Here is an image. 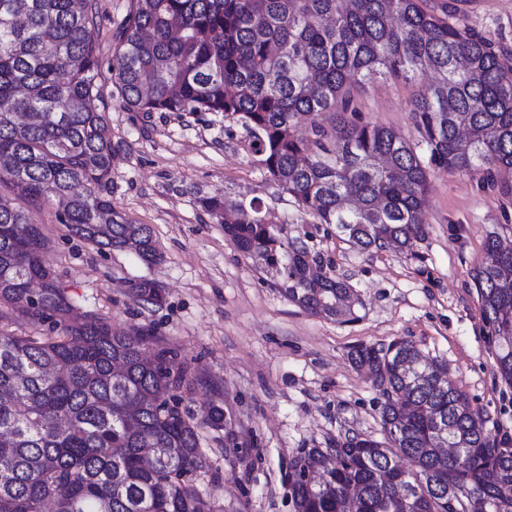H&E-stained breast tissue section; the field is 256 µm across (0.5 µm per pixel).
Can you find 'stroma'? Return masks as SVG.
<instances>
[{
	"instance_id": "stroma-1",
	"label": "stroma",
	"mask_w": 512,
	"mask_h": 512,
	"mask_svg": "<svg viewBox=\"0 0 512 512\" xmlns=\"http://www.w3.org/2000/svg\"><path fill=\"white\" fill-rule=\"evenodd\" d=\"M96 3V46L108 67L131 0ZM463 10V25L512 49V0H468ZM425 83L375 81L355 101L364 121L414 140L410 111ZM104 102L113 147L104 194L125 218L151 227L160 261L144 263L131 249H98L59 223L57 203L32 208L2 185L0 198L41 224L44 263L73 298L74 315L105 317L117 331L152 329L146 353L176 348L205 379L188 395L190 410L198 414L221 400L224 426L200 428L196 472L215 512H295L297 449L377 432L383 398L348 359L360 344L413 342L488 414V431L512 438V386L495 370L472 279L489 236L512 244V202L480 174L430 170L424 239L410 251L362 252L281 193L246 151L240 126L224 128L209 113L133 112L110 83ZM214 195L259 200L287 223L289 235L308 237L331 274L351 284L356 320L310 314L288 301L201 209L198 197ZM143 279L162 288V305L132 295L131 285Z\"/></svg>"
}]
</instances>
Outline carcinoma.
<instances>
[{"label":"carcinoma","mask_w":512,"mask_h":512,"mask_svg":"<svg viewBox=\"0 0 512 512\" xmlns=\"http://www.w3.org/2000/svg\"><path fill=\"white\" fill-rule=\"evenodd\" d=\"M91 0H0V182L100 247L159 258L152 229L102 194L112 171ZM131 0L111 71L137 112H210L241 126L267 176L361 251L425 237L431 169L481 171L512 199V56L460 24L462 0ZM430 74L416 141L362 121L355 86ZM330 112L335 125L317 122ZM236 249L310 313L356 319L350 284L251 200L203 196ZM28 211L0 201V512H214L196 486L200 382L149 328L114 331L44 265ZM496 372L512 386V249L489 237L474 268ZM159 306L155 282L132 286ZM49 324V332L40 330ZM382 393V439L336 438L293 460L296 512H512V440L411 342L358 346ZM407 461L405 468L401 462Z\"/></svg>","instance_id":"cac0c4a2"}]
</instances>
